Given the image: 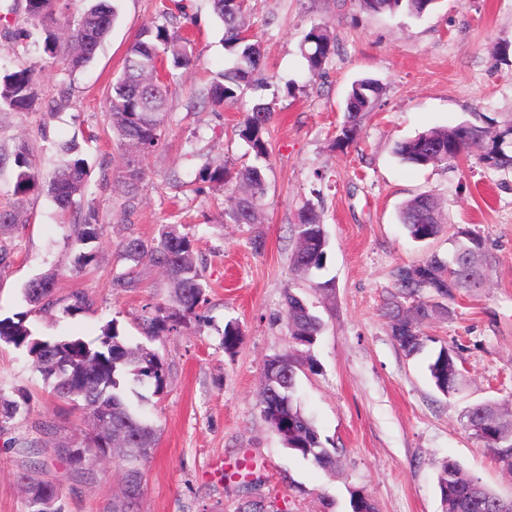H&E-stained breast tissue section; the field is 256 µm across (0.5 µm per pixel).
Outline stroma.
<instances>
[{"label":"stroma","instance_id":"obj_1","mask_svg":"<svg viewBox=\"0 0 512 512\" xmlns=\"http://www.w3.org/2000/svg\"><path fill=\"white\" fill-rule=\"evenodd\" d=\"M118 19L90 64L69 73L48 58L30 34L25 0H0V71L35 68L39 99L27 113L0 112V210H18L24 227L8 242L0 267V318L27 314L44 336L95 339L117 320L129 343L141 342L145 304L174 306L173 290L157 268L142 264L136 287L113 288L128 261L119 250L129 236L152 238L163 224L195 240L208 284L201 318L152 342L168 368L162 395L148 406L161 434L143 467L137 512H238L263 501L265 512H351L352 492L376 512H443L440 467L463 472L512 498V475L462 427L470 406L493 399L512 409V170L464 158L441 166L401 163L396 143L431 128L462 123L495 129L512 124V0H438L420 18L371 13L356 0H246L249 33L262 46L267 87L244 90L236 107L212 103V78L231 57L211 0H117ZM166 23L190 33L193 63L176 70L170 112L137 206L123 214L115 186L119 153L105 108L106 90L141 27ZM327 28L336 54L322 73L308 71L303 31ZM372 77L383 90L350 146L336 140L353 81ZM274 105L265 139L266 194L253 224L224 221V192L201 179L208 166L240 167L246 146L237 124L256 99ZM74 140L90 165L76 212L60 213L48 180L57 143ZM30 149L39 177L24 200L13 194L14 154ZM427 193L447 222L429 241L411 239L399 211ZM319 208L328 238L322 270L294 276L292 225L305 203ZM95 211L105 237L97 260L74 271L77 249L63 227ZM478 233L493 256L483 287L457 292L424 324L425 335L458 352L462 384L445 395L432 385L428 356L409 358L393 340L383 305L399 267L436 254L447 257L457 228ZM56 271V295L81 291L88 310L66 316L31 311L29 280ZM331 281L320 292L316 283ZM306 296L325 323L311 349L315 371L298 375V395L323 444L336 448L326 472L290 455L260 413L265 361L288 352L284 290ZM238 324L235 354L220 344ZM0 384L28 391L21 423L0 430V512H26V469L14 439L58 428L50 442L82 439L85 425L71 404L56 400L25 354L0 345ZM63 487L65 512H110L121 484L112 459L80 477L58 462L42 472Z\"/></svg>","mask_w":512,"mask_h":512}]
</instances>
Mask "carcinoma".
<instances>
[{
	"label": "carcinoma",
	"mask_w": 512,
	"mask_h": 512,
	"mask_svg": "<svg viewBox=\"0 0 512 512\" xmlns=\"http://www.w3.org/2000/svg\"><path fill=\"white\" fill-rule=\"evenodd\" d=\"M28 20L43 36L44 52L58 59L73 72L89 64L110 32L117 18V7L111 0H89L76 23L57 26L55 11L70 8L68 0H25ZM360 7L373 13H406L420 17L431 10L437 0H358ZM213 11L224 28V45L234 58L217 73L208 90L209 98L226 106L232 105L237 90L243 86H261L265 80L264 54L259 42L248 35L244 10L230 5V0H212ZM309 72L323 71L336 55V38L323 27H313L301 39ZM191 40L166 25L154 22L144 26L127 48L120 73L112 79L106 93V109L112 131L129 154L124 158L122 206L131 212L138 200V187L146 176L142 161L162 142L169 115V86L156 80L155 63L163 56L173 69L192 63ZM382 92L381 84L370 78L356 80L348 92L345 122L337 139L339 147L351 145L357 136L363 115ZM39 98L34 70L18 66L0 74V110L24 113ZM274 108L258 102L239 126V137L253 155L254 163L239 169L225 164L202 170L201 177L218 190L236 181L241 192L231 197L224 208V220L230 224H254L265 195V168L269 157L264 138ZM473 136H464L461 127L432 128L394 147L396 157L408 164L429 166L455 162L460 157H477L482 164L497 170L512 169V125L498 130L473 127ZM453 150H448V146ZM50 186L51 197L58 210L69 213L79 207L88 183L87 162L80 157L74 140L62 145ZM13 195L24 198L38 186L32 171L26 145L18 146L14 156ZM401 223L415 241L437 237L443 229L442 211L433 196L420 194L410 199L401 210ZM19 217L13 210H0V234L18 230ZM105 227L89 220L71 228V239L78 245L99 242ZM295 250L292 269L298 276H309L324 267L327 236L321 212L311 203L303 205L294 224ZM479 234L460 228L452 238L453 250L448 259L432 255L411 266L397 269L395 288L411 299L406 306L398 301L384 304L391 336L407 356L421 354L430 338L421 330L423 321L436 310L430 297L451 298L448 271L455 277L454 290L480 288L486 282L491 262L486 250L470 252ZM125 259L133 262L125 272L113 277L112 287L132 288L136 284L137 266L147 263L159 269L171 284L180 309L168 310L161 305H145L140 328L147 339L132 345L120 334L116 320L107 322L92 342L79 336L45 337L26 323V315L16 314L0 319V345L7 344L26 353L35 371L51 385L59 400L81 409L91 432L86 444H48L26 437L13 441L17 448H38L40 453L54 456L80 476L93 474L100 460L110 456L118 462L123 485L122 498L112 503L111 512H134L143 492L141 463L155 447L160 426L145 410L146 397L135 388H126L124 380L152 386L160 395L166 386V367L148 343L168 336L194 318L206 302L207 283L197 264L194 240L176 224H163L150 240L129 236L120 243ZM56 274L31 279L25 286L26 300L34 311H49L60 304L54 298ZM92 299L83 292L67 297L62 313L74 316L89 308ZM285 316L288 335L293 344L311 348L323 331V323L310 309L305 298L285 289ZM242 343V331L233 324L225 326L222 337L224 351L233 354ZM452 345H442L429 358L427 370L433 385L441 393L455 392L461 384V373ZM302 360L294 351L275 355L265 363L259 407L269 427L279 436L284 449L315 466L330 471L336 462V449L322 443L313 421L303 412L296 398L297 374ZM29 395L21 388L0 385V429L17 423L23 416ZM464 429L494 456L501 468L512 474V411L493 401L475 404L463 416ZM27 498L26 512H64L62 488L59 484L21 475ZM443 512H512V501H505L466 476L460 466L447 460L438 476Z\"/></svg>",
	"instance_id": "cac0c4a2"
}]
</instances>
